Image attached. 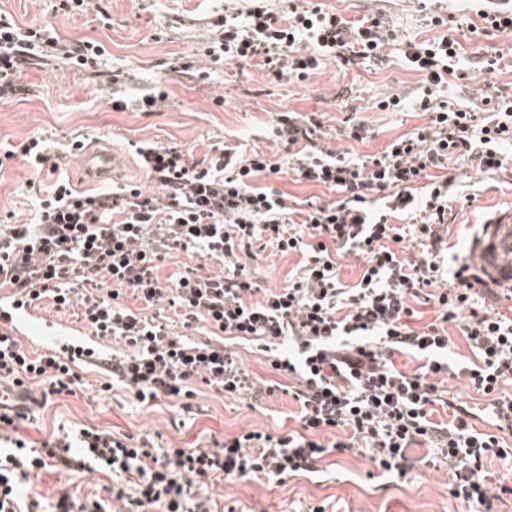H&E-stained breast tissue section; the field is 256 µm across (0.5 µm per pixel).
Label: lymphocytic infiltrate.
Wrapping results in <instances>:
<instances>
[{"label": "lymphocytic infiltrate", "mask_w": 512, "mask_h": 512, "mask_svg": "<svg viewBox=\"0 0 512 512\" xmlns=\"http://www.w3.org/2000/svg\"><path fill=\"white\" fill-rule=\"evenodd\" d=\"M209 63L260 59L268 78L307 79L325 61L351 69L378 58L389 37L378 20L351 21L316 0H288L285 11L265 0L210 17ZM106 54L96 41L61 39L52 25L29 27L0 14V101L21 86L24 67L47 56L80 69L98 68ZM408 64L423 78L416 107L425 125L356 160L323 147L312 117L280 116L277 136L285 163L238 145L212 146L203 158L178 146L138 147L142 170L159 191L119 186L79 192L59 177L62 155L39 137L0 149L22 158L38 193L31 221L0 224V297L39 307H80L88 335L121 341L126 351L61 354L28 352L14 323H0V382L25 388L43 406L82 389L80 368L105 372L102 391L123 390L145 408L167 399L191 400L202 380L218 394L270 396L275 386L252 375L230 349L233 340L260 347L270 366L289 379L299 406L298 429L277 436L249 429L206 448H164L148 438L81 426L34 448L19 434L25 411L0 412V512H106L69 488L53 496L21 498L20 487L51 468L102 472L119 512H217L208 480H281L318 472L330 453L354 452L385 474L406 476L412 447L430 449L427 466L448 465L452 497L492 507L512 486L487 467L512 457V318L478 305L481 279L468 263L450 266L448 217L456 171L503 172L512 158V96L485 84L480 108L445 98L449 78H464L458 41L448 35L408 43ZM55 175L43 186V174ZM289 173L297 182L337 193L323 204L257 187L260 177ZM300 254V273L281 288H261L249 262L257 242ZM202 264L163 285L161 264L175 252ZM362 260L354 285L339 276V261ZM218 265L207 273L206 265ZM142 310L129 307V300ZM436 317L417 328L415 305ZM165 307L181 331L147 317ZM457 325L476 360L448 361L449 325ZM204 326L205 338L188 337ZM417 359L410 372L395 354ZM457 379L491 397L488 430L448 399L445 381ZM449 422L433 421L437 407Z\"/></svg>", "instance_id": "f902f5d3"}]
</instances>
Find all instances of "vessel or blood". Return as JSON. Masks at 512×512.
Returning a JSON list of instances; mask_svg holds the SVG:
<instances>
[{
    "mask_svg": "<svg viewBox=\"0 0 512 512\" xmlns=\"http://www.w3.org/2000/svg\"><path fill=\"white\" fill-rule=\"evenodd\" d=\"M83 163L91 181L97 183L111 178L120 160L116 155L91 149ZM474 257L489 277L512 285V211L485 222L483 236L475 244Z\"/></svg>",
    "mask_w": 512,
    "mask_h": 512,
    "instance_id": "vessel-or-blood-1",
    "label": "vessel or blood"
}]
</instances>
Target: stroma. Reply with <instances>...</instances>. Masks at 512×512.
Returning a JSON list of instances; mask_svg holds the SVG:
<instances>
[{
  "label": "stroma",
  "mask_w": 512,
  "mask_h": 512,
  "mask_svg": "<svg viewBox=\"0 0 512 512\" xmlns=\"http://www.w3.org/2000/svg\"><path fill=\"white\" fill-rule=\"evenodd\" d=\"M348 19L378 17L397 39L386 45L382 60L364 61L345 70L325 62L307 80L272 82L257 61L242 66L200 62L198 70L185 74L169 71L172 59L198 52L211 35L208 20L221 9L220 0H101L99 13L81 15L63 10L60 0H0V12L23 26L52 24L67 40L102 43L108 51L106 66L98 73L77 69L62 58L38 59L28 65L22 93L0 102V142L23 140L33 135L50 139L63 148L71 141L122 160L114 184H137L144 192L157 193L154 180L139 167L137 145H178L202 158L219 142L244 145L247 152L280 161L284 148L275 135L279 115L286 112L316 113L328 134L332 150L360 159L382 152L399 136L426 123L414 102L422 77L403 57L407 42H419L444 34L461 44L462 68H472L478 55L500 51L506 67L476 80L450 79L448 94L456 102L479 105L477 94L486 83L512 92V36L479 33V11L486 0H319ZM435 15L450 16L449 28L432 25ZM122 70L120 86H113V70ZM208 70L200 78L199 70ZM164 91L167 98L153 111H141L138 100L149 89ZM127 100V110H113V95ZM401 99L398 111L383 110L388 98ZM355 115L370 128L362 142L342 135L345 120ZM28 165L9 161L0 171V217L16 215L19 221L33 217L37 200L30 192ZM454 220L449 224V243L454 253L469 255L486 220L512 210V171L458 172ZM300 254H284L274 248L261 251L251 263L254 276L265 287H283L298 268ZM38 320L21 325L20 339L31 352L42 351L59 336L84 335L77 309L57 310L43 302ZM85 385L77 395H63L44 409H33L22 421L20 433L34 446L50 439L59 426L82 424L135 436L147 434L162 447L191 448L244 429L258 428L275 434L296 428L298 408L291 396L275 392L256 406L222 398L200 390L190 411L161 403L147 410L133 399H116L101 391L97 371L83 375ZM74 481L81 497H105L108 478L99 472L68 474L48 470L35 478V489L47 493L59 483ZM209 493L219 505L237 512H307L309 506L327 500L332 512H483L448 493V474L426 467L406 478L376 474L367 459L356 453L329 455L320 472L285 481L243 480L233 484L214 482Z\"/></svg>",
  "instance_id": "stroma-1"
}]
</instances>
